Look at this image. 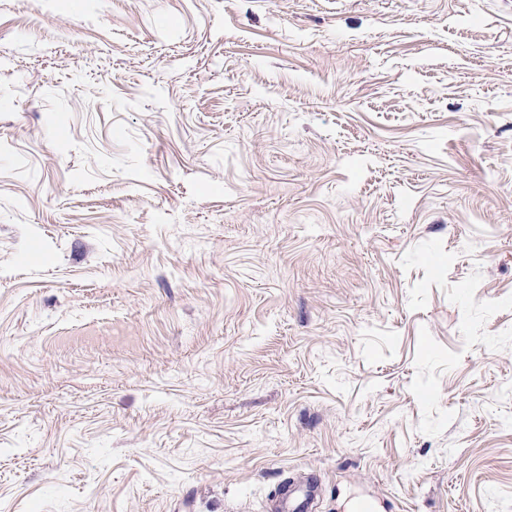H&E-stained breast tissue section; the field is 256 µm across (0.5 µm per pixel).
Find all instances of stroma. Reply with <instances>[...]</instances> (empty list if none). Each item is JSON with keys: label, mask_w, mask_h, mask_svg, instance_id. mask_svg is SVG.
Here are the masks:
<instances>
[{"label": "stroma", "mask_w": 512, "mask_h": 512, "mask_svg": "<svg viewBox=\"0 0 512 512\" xmlns=\"http://www.w3.org/2000/svg\"><path fill=\"white\" fill-rule=\"evenodd\" d=\"M512 512V0H0V512ZM316 489L313 480L298 486L294 480H289L277 495V509L273 512H313Z\"/></svg>", "instance_id": "stroma-1"}]
</instances>
